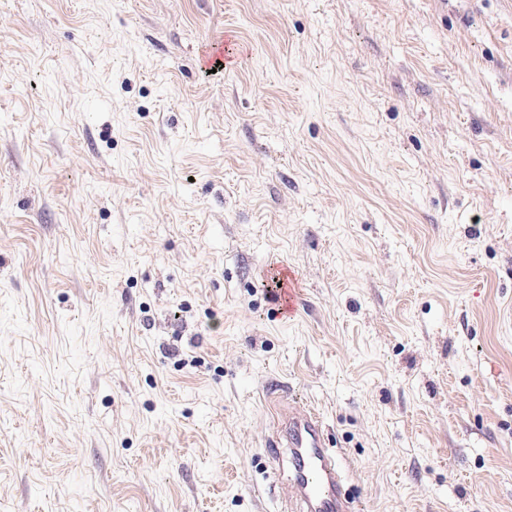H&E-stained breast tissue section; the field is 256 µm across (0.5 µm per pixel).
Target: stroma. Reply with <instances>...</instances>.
I'll return each instance as SVG.
<instances>
[{"mask_svg": "<svg viewBox=\"0 0 512 512\" xmlns=\"http://www.w3.org/2000/svg\"><path fill=\"white\" fill-rule=\"evenodd\" d=\"M297 405L512 512V0H0V512H288Z\"/></svg>", "mask_w": 512, "mask_h": 512, "instance_id": "1", "label": "stroma"}]
</instances>
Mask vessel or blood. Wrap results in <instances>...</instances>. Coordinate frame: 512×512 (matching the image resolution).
<instances>
[{
    "mask_svg": "<svg viewBox=\"0 0 512 512\" xmlns=\"http://www.w3.org/2000/svg\"><path fill=\"white\" fill-rule=\"evenodd\" d=\"M273 462L288 461L292 495L298 512H353L343 495L342 462L324 444L322 417L306 407H294L276 419Z\"/></svg>",
    "mask_w": 512,
    "mask_h": 512,
    "instance_id": "b4317fda",
    "label": "vessel or blood"
}]
</instances>
